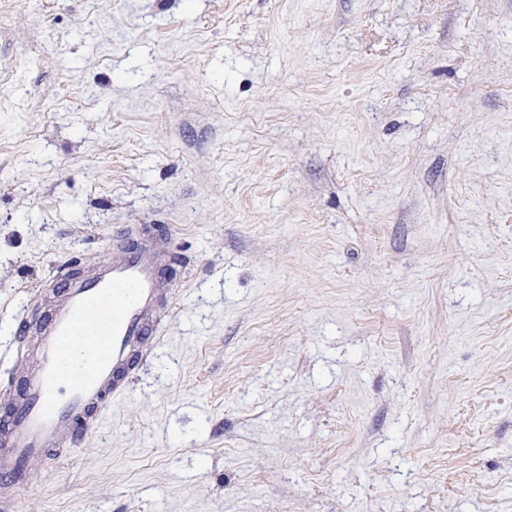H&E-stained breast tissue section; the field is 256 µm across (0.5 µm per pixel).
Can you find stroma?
<instances>
[{
	"label": "stroma",
	"mask_w": 512,
	"mask_h": 512,
	"mask_svg": "<svg viewBox=\"0 0 512 512\" xmlns=\"http://www.w3.org/2000/svg\"><path fill=\"white\" fill-rule=\"evenodd\" d=\"M137 224L164 338L12 512H512V0H0V375Z\"/></svg>",
	"instance_id": "1"
}]
</instances>
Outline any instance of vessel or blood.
<instances>
[{"label":"vessel or blood","instance_id":"obj_1","mask_svg":"<svg viewBox=\"0 0 512 512\" xmlns=\"http://www.w3.org/2000/svg\"><path fill=\"white\" fill-rule=\"evenodd\" d=\"M169 253L150 239L120 243L111 262L55 270L50 295L18 321L25 371L0 406V512L27 483V467L87 438L130 374L146 361L168 302Z\"/></svg>","mask_w":512,"mask_h":512}]
</instances>
